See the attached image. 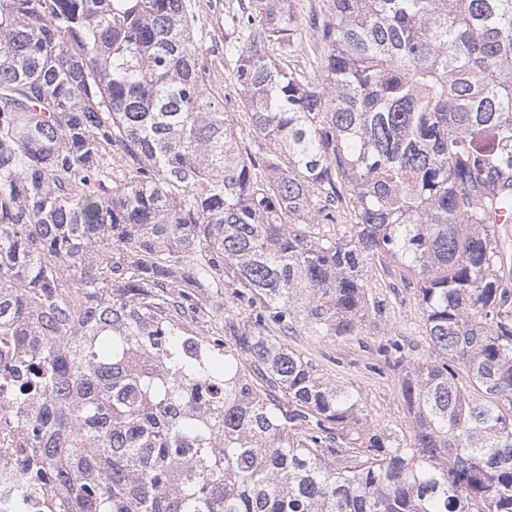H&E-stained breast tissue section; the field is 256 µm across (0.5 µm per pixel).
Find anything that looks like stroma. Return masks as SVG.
I'll return each instance as SVG.
<instances>
[{
    "instance_id": "obj_1",
    "label": "stroma",
    "mask_w": 512,
    "mask_h": 512,
    "mask_svg": "<svg viewBox=\"0 0 512 512\" xmlns=\"http://www.w3.org/2000/svg\"><path fill=\"white\" fill-rule=\"evenodd\" d=\"M372 293L386 299L387 314L370 318L362 335L317 340L288 336L284 342L308 362L315 375L357 393L370 423L411 437V417L399 395L398 377L388 366L380 348L387 339L405 336L425 340L422 309L414 289L403 287L399 270L373 266L366 273Z\"/></svg>"
}]
</instances>
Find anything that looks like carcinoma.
Instances as JSON below:
<instances>
[{
    "mask_svg": "<svg viewBox=\"0 0 512 512\" xmlns=\"http://www.w3.org/2000/svg\"><path fill=\"white\" fill-rule=\"evenodd\" d=\"M295 20L238 0L220 71L192 0H0V512H512V0ZM375 263L409 444L277 340L360 335Z\"/></svg>",
    "mask_w": 512,
    "mask_h": 512,
    "instance_id": "cac0c4a2",
    "label": "carcinoma"
}]
</instances>
